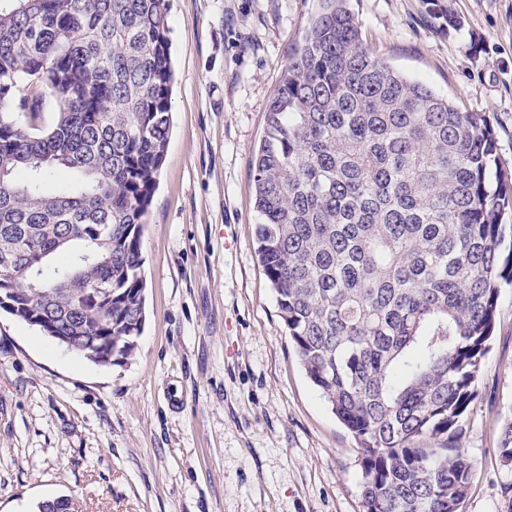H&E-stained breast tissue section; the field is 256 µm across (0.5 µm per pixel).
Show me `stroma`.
Here are the masks:
<instances>
[{"label":"stroma","instance_id":"obj_1","mask_svg":"<svg viewBox=\"0 0 512 512\" xmlns=\"http://www.w3.org/2000/svg\"><path fill=\"white\" fill-rule=\"evenodd\" d=\"M400 73L483 112L512 178V0H350ZM462 26L449 30L438 7ZM317 0H169L173 127L143 226L146 322L94 363L0 312V512H364L360 450L308 379L256 254L254 152ZM458 443L460 512H512V286Z\"/></svg>","mask_w":512,"mask_h":512}]
</instances>
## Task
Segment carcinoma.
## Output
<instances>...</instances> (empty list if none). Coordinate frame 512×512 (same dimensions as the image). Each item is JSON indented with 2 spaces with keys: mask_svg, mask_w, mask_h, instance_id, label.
Masks as SVG:
<instances>
[{
  "mask_svg": "<svg viewBox=\"0 0 512 512\" xmlns=\"http://www.w3.org/2000/svg\"><path fill=\"white\" fill-rule=\"evenodd\" d=\"M255 156L257 252L312 383L354 435L365 512H459L512 189L463 111L318 0ZM168 0L0 5V311L131 356L173 84ZM52 121H40L46 100ZM55 498L38 512H74Z\"/></svg>",
  "mask_w": 512,
  "mask_h": 512,
  "instance_id": "obj_1",
  "label": "carcinoma"
}]
</instances>
